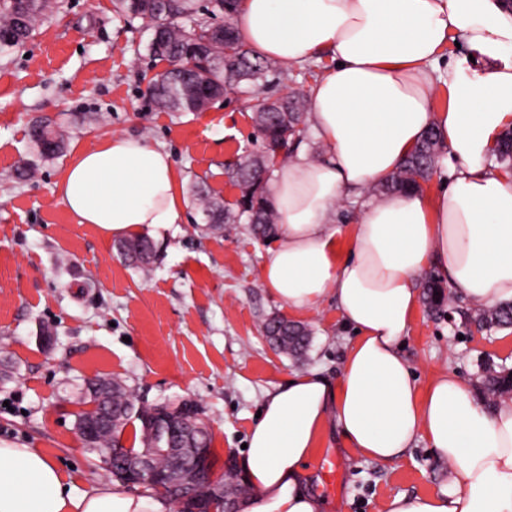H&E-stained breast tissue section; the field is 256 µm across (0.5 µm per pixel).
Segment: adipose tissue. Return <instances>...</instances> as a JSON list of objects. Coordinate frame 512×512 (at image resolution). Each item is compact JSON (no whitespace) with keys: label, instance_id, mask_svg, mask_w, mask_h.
Returning a JSON list of instances; mask_svg holds the SVG:
<instances>
[{"label":"adipose tissue","instance_id":"adipose-tissue-1","mask_svg":"<svg viewBox=\"0 0 512 512\" xmlns=\"http://www.w3.org/2000/svg\"><path fill=\"white\" fill-rule=\"evenodd\" d=\"M237 27L285 67L332 60L309 116L330 154L275 169L280 244L263 284L294 311L334 299L357 332L337 379L302 371L266 393L241 459L255 491L242 512H322L307 463L330 422L362 458L393 464L422 438L455 469L450 487L395 495L385 512H512V401L485 407L448 369L418 385L401 353L429 263L470 308L512 302V174L487 163L512 124V13L500 0H242ZM457 35L478 66L445 62ZM431 129L448 149L447 179L330 224L334 205L389 177ZM54 191L81 223L115 237L170 227L183 206L170 153L129 136L78 153ZM168 509L118 482L76 493L40 450L0 443V512Z\"/></svg>","mask_w":512,"mask_h":512}]
</instances>
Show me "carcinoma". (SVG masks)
<instances>
[{
	"mask_svg": "<svg viewBox=\"0 0 512 512\" xmlns=\"http://www.w3.org/2000/svg\"><path fill=\"white\" fill-rule=\"evenodd\" d=\"M211 12L224 17L222 24L198 22L197 0H112L113 10L132 22L140 19L153 31L149 45L151 56L169 63V68L149 81L148 94L156 107L171 112H201L212 102L229 92L248 94L256 88L281 81L286 73L272 59L256 55L240 40L235 26L239 14V0H210ZM55 5V0H0V56H6L21 47L35 31L37 23ZM308 109L302 93L266 98L254 111V126L261 140L259 153L226 164L225 173L241 190L234 208L209 196L199 185L189 188L191 198L198 203L203 220L215 230L226 224L241 221L251 225L255 237L273 240L278 236L279 215L266 194V184L272 176L274 161L293 152L302 141ZM30 142L39 160H53L65 148L63 137H57L54 147L44 146V129L36 121L30 128ZM443 143L434 130L425 133L418 147L388 179L375 185L385 194L406 193L421 189V183L430 179ZM126 260L149 266L159 256L160 247L149 236L131 238L119 247ZM422 299L429 312L440 311L448 300L438 276L431 274L423 283ZM478 327L512 326V303L483 309L472 317ZM266 336H274L281 352L293 357L304 356L310 346L311 330L305 325L279 315L269 316L263 325ZM111 386L112 422L103 426L89 450L102 456L109 448L122 447L128 424H139L140 446L125 449L122 457L114 459L112 477L128 483L122 476L125 457L151 450L154 467L174 479L182 477L192 462L188 442L171 446L156 439L149 423L161 424L166 410L177 407L173 403L145 404L135 399L124 384L114 378ZM478 388L485 400L512 394V367L486 360L482 366ZM83 405L86 409L78 418H97L102 405L85 382ZM218 494L213 500L216 512H225V504L236 503L249 495V488L237 481L230 472L215 481Z\"/></svg>",
	"mask_w": 512,
	"mask_h": 512,
	"instance_id": "cac0c4a2",
	"label": "carcinoma"
}]
</instances>
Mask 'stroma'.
Returning <instances> with one entry per match:
<instances>
[{"label":"stroma","mask_w":512,"mask_h":512,"mask_svg":"<svg viewBox=\"0 0 512 512\" xmlns=\"http://www.w3.org/2000/svg\"><path fill=\"white\" fill-rule=\"evenodd\" d=\"M151 38L112 0H58L34 36L0 58V441L40 449L80 493L113 481L76 428L88 378H121L150 402L196 401L219 478L242 456L266 392L298 370L336 378L355 338L328 300L298 316L314 330L307 360L271 349L263 323L288 308L263 286L270 246L248 225L211 233L184 203L177 223L155 234L160 255L144 272L57 197L73 155L119 134L165 148L182 188L200 182L235 205L240 191L224 165L255 148L250 110L235 92L198 114L157 110L147 81L167 64L150 56ZM35 120L65 130L66 149L22 178ZM401 351L418 382L447 367L471 384L485 358L512 366V327L474 335L460 315L420 307ZM310 471L326 512H383L392 496L434 493L455 479L426 442L383 466L348 452L332 428Z\"/></svg>","instance_id":"1"}]
</instances>
